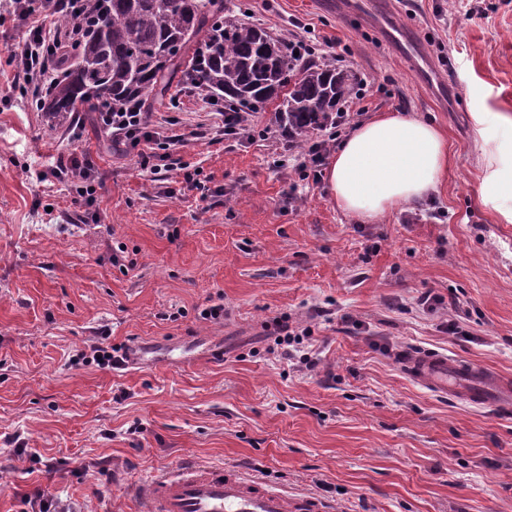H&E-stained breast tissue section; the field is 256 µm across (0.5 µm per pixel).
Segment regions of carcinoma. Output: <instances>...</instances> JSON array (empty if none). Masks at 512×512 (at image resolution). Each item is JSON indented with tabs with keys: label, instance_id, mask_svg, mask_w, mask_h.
Masks as SVG:
<instances>
[{
	"label": "carcinoma",
	"instance_id": "carcinoma-1",
	"mask_svg": "<svg viewBox=\"0 0 512 512\" xmlns=\"http://www.w3.org/2000/svg\"><path fill=\"white\" fill-rule=\"evenodd\" d=\"M224 0H86L81 32L55 68L63 78L34 107L64 124L77 112L145 105L176 81H196L229 112H259L288 88L275 121L302 143L357 94V76L323 60L295 69L264 29L224 17Z\"/></svg>",
	"mask_w": 512,
	"mask_h": 512
}]
</instances>
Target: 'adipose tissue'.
Returning <instances> with one entry per match:
<instances>
[{
  "instance_id": "ef3b65f1",
  "label": "adipose tissue",
  "mask_w": 512,
  "mask_h": 512,
  "mask_svg": "<svg viewBox=\"0 0 512 512\" xmlns=\"http://www.w3.org/2000/svg\"><path fill=\"white\" fill-rule=\"evenodd\" d=\"M483 143L481 189L503 224H512V115L475 112ZM448 138L407 112H384L358 125L336 149L328 181L337 206L370 224L438 191L448 171Z\"/></svg>"
}]
</instances>
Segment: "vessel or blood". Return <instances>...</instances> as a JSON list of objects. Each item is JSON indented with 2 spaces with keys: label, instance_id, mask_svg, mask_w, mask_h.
I'll list each match as a JSON object with an SVG mask.
<instances>
[{
  "label": "vessel or blood",
  "instance_id": "b4317fda",
  "mask_svg": "<svg viewBox=\"0 0 512 512\" xmlns=\"http://www.w3.org/2000/svg\"><path fill=\"white\" fill-rule=\"evenodd\" d=\"M401 365L434 394L489 410L512 404V378L479 363L423 352L404 355ZM135 497L143 512H328L320 497L291 495L246 482L232 470L195 463L140 482Z\"/></svg>",
  "mask_w": 512,
  "mask_h": 512
}]
</instances>
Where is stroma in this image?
<instances>
[{
	"instance_id": "35a3bbf8",
	"label": "stroma",
	"mask_w": 512,
	"mask_h": 512,
	"mask_svg": "<svg viewBox=\"0 0 512 512\" xmlns=\"http://www.w3.org/2000/svg\"><path fill=\"white\" fill-rule=\"evenodd\" d=\"M241 2L237 20L341 55L362 79L348 105L361 120L412 112L441 127L448 173L431 198L362 224L327 177L283 163L280 99L254 114L256 139H227L181 85L179 103L149 110L183 140L141 170L94 113L74 142L27 106L7 63L24 30L0 0V512H28L39 485L78 512H134L129 486L185 459L336 512H512V409L434 395L399 364L431 350L512 377V224L482 202L470 118L512 113V0H388L372 18L331 0ZM379 25L411 29L420 50ZM421 67L446 82L418 84ZM73 155L92 207L73 201L80 176L52 174ZM426 291L442 305L422 309ZM215 305L223 317L203 318ZM283 315L311 328L314 370L271 354ZM104 331L152 347L149 362L75 363Z\"/></svg>"
}]
</instances>
